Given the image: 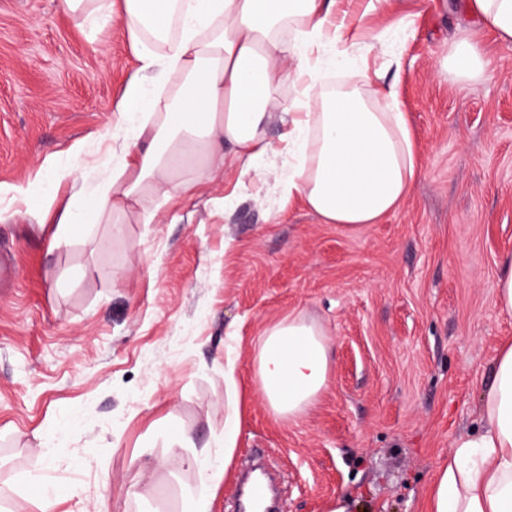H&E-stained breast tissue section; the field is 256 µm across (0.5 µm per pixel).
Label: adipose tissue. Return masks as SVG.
I'll return each instance as SVG.
<instances>
[{"label":"adipose tissue","instance_id":"ef3b65f1","mask_svg":"<svg viewBox=\"0 0 512 512\" xmlns=\"http://www.w3.org/2000/svg\"><path fill=\"white\" fill-rule=\"evenodd\" d=\"M338 0H123L122 21L138 62L113 107L109 174L87 184L86 168H60L70 185L54 221L119 224L129 212L155 220L158 199L188 191L185 172L217 176L237 165L240 182L261 177L262 158L281 150L285 200L302 198L324 223L358 230L395 212L420 162L399 109L396 85L355 52L337 14ZM468 14L512 45V0H465ZM447 69L488 82L494 64L469 31L448 46ZM284 127L268 140L272 118ZM332 345L303 316L271 324L252 351L253 389L279 419L307 414L329 380ZM243 381L235 348H224V434L179 465L196 489L181 512H213L235 461ZM428 512H512V339H504L483 391L479 423L451 445L429 488Z\"/></svg>","mask_w":512,"mask_h":512}]
</instances>
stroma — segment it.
<instances>
[{
  "label": "stroma",
  "mask_w": 512,
  "mask_h": 512,
  "mask_svg": "<svg viewBox=\"0 0 512 512\" xmlns=\"http://www.w3.org/2000/svg\"><path fill=\"white\" fill-rule=\"evenodd\" d=\"M112 4L92 24L58 0H0V184L38 199L52 189L33 179L41 164L107 161L98 145L138 68ZM461 26L492 57L491 83L448 73ZM360 31V50L400 85L422 162L381 223L351 232L284 202L273 154L257 185L228 167L161 202L154 223L132 213L67 240L14 203L0 222L15 267L0 288V507L25 496L39 512L47 495L52 512H180L195 473L167 464V433L199 448L223 435L225 336L248 382L264 327L300 314L332 339L329 383L295 423L252 397L237 460L264 449L288 512H323L339 492L368 512H425L512 336L494 288L512 254V46L463 0H378Z\"/></svg>",
  "instance_id": "35a3bbf8"
}]
</instances>
